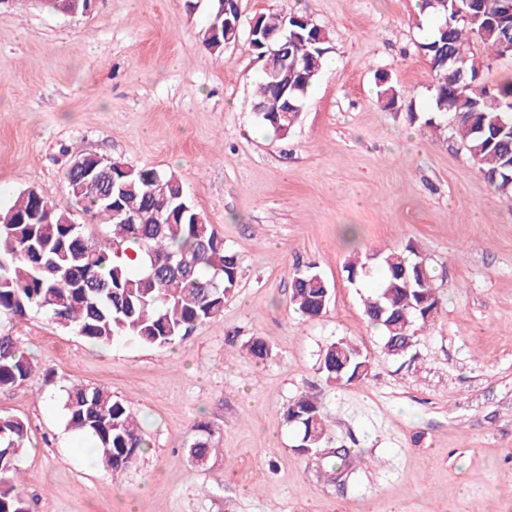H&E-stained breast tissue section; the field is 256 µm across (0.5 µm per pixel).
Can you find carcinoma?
Masks as SVG:
<instances>
[{
    "label": "carcinoma",
    "instance_id": "carcinoma-1",
    "mask_svg": "<svg viewBox=\"0 0 512 512\" xmlns=\"http://www.w3.org/2000/svg\"><path fill=\"white\" fill-rule=\"evenodd\" d=\"M420 13L432 23V33L418 44L434 74V110L448 115L451 136L458 139L479 170L501 196L512 200V79L489 88L478 82L483 48L494 60H512V21L500 16L499 0H482L474 11L467 0H419ZM272 40L285 35L281 13L259 19ZM223 3L214 4L201 33L202 44L215 54L224 52ZM325 45L309 38H291L286 54L302 64L316 57L319 66ZM378 101L386 109L398 103L391 82L377 83ZM254 102L279 105V85L262 72ZM258 122L278 138L287 137L299 113H256ZM97 172L85 177L72 168ZM67 194L97 224L109 228L108 238L95 240L87 225L78 224L67 209L45 195L21 192L0 211V315L43 312L57 325L73 329L86 341L108 346L129 343L168 347L183 341L198 325L224 311V302L238 285L240 262L224 246L213 225L189 202L181 180L153 168H134L120 161L105 163L91 152L70 154L64 173ZM39 205L47 224H24ZM380 259L383 276L366 298L364 312L383 333L384 354L405 356L415 333L434 322L441 299L432 283L430 264L412 246L348 260V278L367 274ZM424 265L431 282L408 291L393 286V270ZM308 269L291 275L292 301L302 316L314 319L330 301L328 284ZM373 362L352 340L339 339L321 350L317 373L327 383L349 385L366 380ZM36 370L33 358L11 336L0 335V389L26 383ZM66 425L94 444L97 461L114 474L131 468L149 447L129 404L112 393L73 384L63 390ZM284 417L298 435L296 451L325 461L330 471L350 466L346 448H325L327 423L317 396L300 393ZM28 422L0 415V512H28L16 489L18 460L29 439ZM217 452L209 426H195L186 448L190 460H209Z\"/></svg>",
    "mask_w": 512,
    "mask_h": 512
}]
</instances>
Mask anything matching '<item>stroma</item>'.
<instances>
[{"label": "stroma", "instance_id": "1", "mask_svg": "<svg viewBox=\"0 0 512 512\" xmlns=\"http://www.w3.org/2000/svg\"><path fill=\"white\" fill-rule=\"evenodd\" d=\"M211 0H94L83 16L0 0V210L35 188L62 208L68 151L175 174L241 260L219 316L169 347H100L34 311L1 317L37 363L0 391L27 420L18 491L32 512H512V202L446 130L411 123L432 109L417 0H241V22L298 12L329 35L323 71L287 138L257 123L260 71L246 37L201 43ZM399 92L377 101V75ZM414 246L442 308L409 358L383 353L364 314L371 282L354 254ZM314 267L331 289L301 317L289 273ZM262 338L271 353L248 355ZM341 338L374 362L361 383L321 380ZM73 383L124 399L149 442L112 477L65 426L52 393ZM317 395L326 447L350 449L346 484L294 451L283 413ZM207 422L220 452L196 467L184 444Z\"/></svg>", "mask_w": 512, "mask_h": 512}]
</instances>
